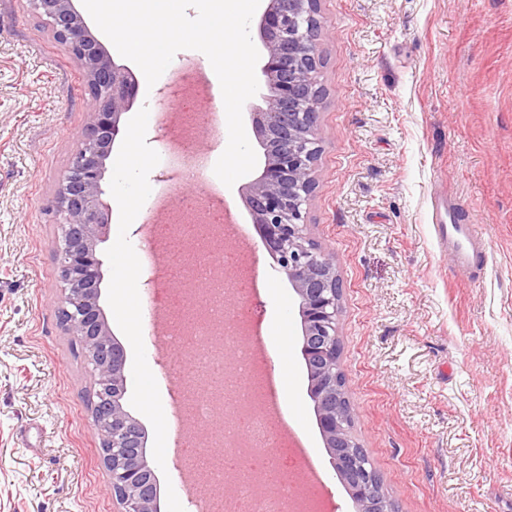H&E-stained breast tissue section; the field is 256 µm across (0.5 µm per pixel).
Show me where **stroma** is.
I'll list each match as a JSON object with an SVG mask.
<instances>
[{
	"instance_id": "1",
	"label": "stroma",
	"mask_w": 512,
	"mask_h": 512,
	"mask_svg": "<svg viewBox=\"0 0 512 512\" xmlns=\"http://www.w3.org/2000/svg\"><path fill=\"white\" fill-rule=\"evenodd\" d=\"M320 180L313 238L343 279L338 338L354 408L352 433L399 512H512V0H321ZM166 79L139 87L122 116L102 182L108 228L97 246L99 305L124 348L123 404L142 425L160 512H194L183 486L180 368L143 322L149 292L114 296L118 253L140 252V223L167 197L171 211L201 195L159 151L179 126ZM83 69L29 0H0V512H117L92 417L85 348L60 318L52 210L89 121ZM146 154L137 183L116 184L131 148ZM242 182L224 188L242 228L229 247L254 250L261 274L248 312L260 334L284 336L297 423L323 473L328 512H355L317 425L301 353L299 300L253 224ZM445 197L479 225L475 277L456 275L432 204ZM137 319L129 332V319ZM147 375L157 405L146 408Z\"/></svg>"
}]
</instances>
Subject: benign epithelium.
Wrapping results in <instances>:
<instances>
[{"label": "benign epithelium", "mask_w": 512, "mask_h": 512, "mask_svg": "<svg viewBox=\"0 0 512 512\" xmlns=\"http://www.w3.org/2000/svg\"><path fill=\"white\" fill-rule=\"evenodd\" d=\"M33 12L56 41L80 61L85 87L94 102L91 120L61 180L54 211L61 227L58 249L67 330L87 350L96 386L94 416L109 472V490L118 512H158V491L147 457L146 435L123 405L127 390L122 345L109 331L98 299L100 260L97 244L108 215L102 208L105 162L121 135V116L135 97L130 73L115 65L85 27L73 0H29ZM320 0H261L257 29L262 44L258 77L264 106L252 112L265 162L249 182L246 202L262 243L275 255L299 300L301 352L309 370L324 447L347 486L357 512H371L382 491L372 464L360 447L342 401L348 383L338 385V315L343 282L336 256L308 233V205L319 179L318 128L322 89L319 40Z\"/></svg>", "instance_id": "benign-epithelium-1"}]
</instances>
